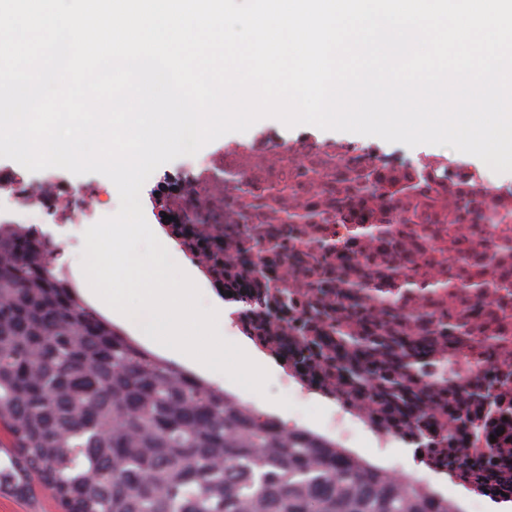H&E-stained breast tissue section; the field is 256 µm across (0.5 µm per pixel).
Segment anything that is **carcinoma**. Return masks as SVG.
I'll use <instances>...</instances> for the list:
<instances>
[{
	"mask_svg": "<svg viewBox=\"0 0 512 512\" xmlns=\"http://www.w3.org/2000/svg\"><path fill=\"white\" fill-rule=\"evenodd\" d=\"M0 230V425L62 512H452L134 344Z\"/></svg>",
	"mask_w": 512,
	"mask_h": 512,
	"instance_id": "1",
	"label": "carcinoma"
}]
</instances>
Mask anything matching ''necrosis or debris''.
<instances>
[{
    "mask_svg": "<svg viewBox=\"0 0 512 512\" xmlns=\"http://www.w3.org/2000/svg\"><path fill=\"white\" fill-rule=\"evenodd\" d=\"M154 219L230 331L289 391L329 410L280 419L239 387L226 400L285 430L398 465L454 512L512 501V181L444 156L266 130L148 188ZM93 212L54 172L0 167V224L65 253ZM374 440L364 455L358 435Z\"/></svg>",
    "mask_w": 512,
    "mask_h": 512,
    "instance_id": "4bbe7bcc",
    "label": "necrosis or debris"
}]
</instances>
